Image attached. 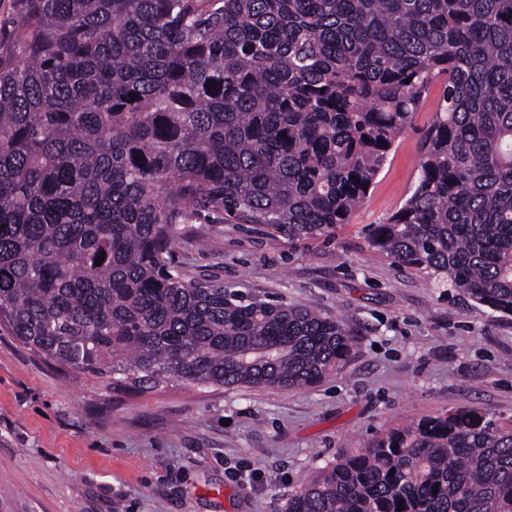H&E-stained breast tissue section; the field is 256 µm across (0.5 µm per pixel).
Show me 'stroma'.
I'll return each mask as SVG.
<instances>
[{
  "label": "stroma",
  "instance_id": "stroma-1",
  "mask_svg": "<svg viewBox=\"0 0 512 512\" xmlns=\"http://www.w3.org/2000/svg\"><path fill=\"white\" fill-rule=\"evenodd\" d=\"M440 92L330 239L273 241L255 224L201 218L176 252L191 276L244 298L341 319L352 349L321 383L116 395L0 326V512H285L300 483L390 427L458 409L511 421L512 317L366 240L409 196Z\"/></svg>",
  "mask_w": 512,
  "mask_h": 512
}]
</instances>
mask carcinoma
I'll list each match as a JSON object with an SVG mask.
<instances>
[{
	"label": "carcinoma",
	"instance_id": "cac0c4a2",
	"mask_svg": "<svg viewBox=\"0 0 512 512\" xmlns=\"http://www.w3.org/2000/svg\"><path fill=\"white\" fill-rule=\"evenodd\" d=\"M16 2L0 36V322L41 360L114 392L321 382L350 354L342 321L192 277L177 247L203 214L330 236L438 81L417 181L368 245L512 316V0ZM399 507L512 512V421L392 428L287 512Z\"/></svg>",
	"mask_w": 512,
	"mask_h": 512
}]
</instances>
